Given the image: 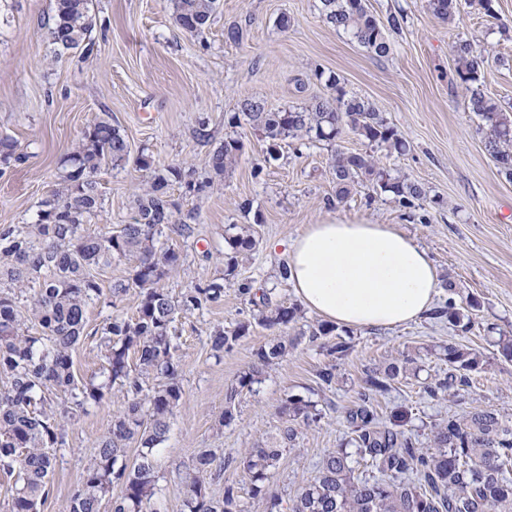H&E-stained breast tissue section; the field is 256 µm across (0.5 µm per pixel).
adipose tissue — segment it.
Here are the masks:
<instances>
[{
  "instance_id": "ef3b65f1",
  "label": "adipose tissue",
  "mask_w": 512,
  "mask_h": 512,
  "mask_svg": "<svg viewBox=\"0 0 512 512\" xmlns=\"http://www.w3.org/2000/svg\"><path fill=\"white\" fill-rule=\"evenodd\" d=\"M288 274L301 303L347 329L404 326L428 314L439 274L395 226L330 219L291 243Z\"/></svg>"
}]
</instances>
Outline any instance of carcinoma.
Instances as JSON below:
<instances>
[{
  "mask_svg": "<svg viewBox=\"0 0 512 512\" xmlns=\"http://www.w3.org/2000/svg\"><path fill=\"white\" fill-rule=\"evenodd\" d=\"M217 2L173 0L174 21L190 33H198L210 24ZM320 3L322 16L336 30L349 34L377 56L388 53V34L400 26L397 17L379 24L366 10L364 0ZM429 8L435 16L449 20L458 10V0H429ZM93 27L90 0H54L47 34L57 48H80ZM455 48V74L469 92L467 108L480 117L486 148L499 171L512 181V120L483 89L480 68L485 57L474 41H459ZM316 77L326 78L336 93L334 98L288 109H272L262 99L247 98L231 121L245 120L269 143L272 152L287 139L333 142L347 129L371 145L399 154L404 151L398 131L369 102L347 96L336 74L326 76L321 71ZM243 148L236 138L224 139L209 155V168L217 175L224 174L238 162ZM129 155L120 128L108 119L96 121L84 130L78 148L64 158L61 187L52 199L42 202L35 223L0 230V281L38 283L35 298L24 310L13 295L0 293V374L8 378V384L0 388V471L17 475L18 483L9 512H40L51 491L52 448L61 437L63 416L101 403L117 381L129 399L94 445V463L72 493L69 512H101L107 496L111 512H157L153 508L154 454L165 440L170 417L182 397L175 323L181 314L222 300L224 282L235 277L240 262L255 247L248 226L226 225L224 277L187 289L179 300L170 296L164 281L181 265V255L159 240L168 231L192 236L195 216L189 213L184 219H175L179 206L168 189L175 183L190 191L205 187L194 182L185 167L176 164L156 169L146 156H140L137 163L150 172V180L136 195L133 222L122 225L116 235L110 231L91 235L82 230L101 205L96 174L104 166L126 164ZM24 160L16 142L1 135L0 164L8 167ZM333 169L340 200L356 186L388 194L404 209H412L426 198L419 183L379 166L371 154L338 151ZM131 256L136 265L130 282L112 288V296L138 288L136 314L111 318L102 337L107 367L100 380L80 381L73 371L72 350L84 335L89 303L101 294L91 269ZM436 316H446L456 324L470 318L451 295ZM302 318L300 306L268 300L254 321L213 332L214 357L219 359L232 350L255 324L288 326ZM31 323L39 328V335L28 334ZM334 331L333 326L317 323L307 325L300 335L314 342ZM287 352L288 342L280 338L258 349L256 361L226 395L222 422L234 420L237 395L244 389L253 390L262 382L265 369ZM131 354L137 358L132 370L128 363ZM436 355L448 363V373L429 387L432 395L468 384L469 374L485 364L480 353L455 342L438 346ZM413 362L405 356L366 376L364 391L345 413L350 440L324 455L315 475L292 500L289 512H512V414L479 406L451 416L434 428L431 448L421 446L407 429L409 410H399L387 421L380 417L373 396L387 392L406 376ZM47 386L69 392L70 406L63 414L48 405ZM280 411L286 426L279 441L284 443L296 439V424L322 418L315 404L296 396L288 397ZM133 443L138 444V454L129 463L127 450ZM281 456L282 449L272 445L249 448L233 459L248 476L253 495L265 501L266 512H282V498L266 486ZM216 464L224 467L214 453L204 451L183 477L188 512H244L234 486H226L218 499L209 493L205 475Z\"/></svg>",
  "mask_w": 512,
  "mask_h": 512,
  "instance_id": "carcinoma-1",
  "label": "carcinoma"
}]
</instances>
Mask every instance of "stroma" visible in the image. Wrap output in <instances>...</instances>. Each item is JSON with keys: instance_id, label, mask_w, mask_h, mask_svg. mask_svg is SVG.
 <instances>
[{"instance_id": "1", "label": "stroma", "mask_w": 512, "mask_h": 512, "mask_svg": "<svg viewBox=\"0 0 512 512\" xmlns=\"http://www.w3.org/2000/svg\"><path fill=\"white\" fill-rule=\"evenodd\" d=\"M365 5L379 21L401 19L386 55L367 51L328 25L319 0H220L210 25L195 34L177 27L171 0H92L91 46L59 55L47 37L53 0H0V135L11 136L26 156L0 170V228L35 222L60 180L62 158L90 124L108 117L125 134L132 159L98 174L102 207L84 225L85 233L131 222L134 198L148 177L135 163L143 154L158 169L194 166L196 181L205 185L198 193L177 184L170 189L181 212L195 215L191 237L165 239L185 258L165 283L172 296L223 275L225 225H251L256 239L225 284L223 300L177 321L183 395L155 452L157 512H184L180 476L201 451L234 457L275 440L285 424L280 406L297 395L317 402L322 417L299 425L270 479L271 490L291 502L322 456L347 439L345 411L366 375L403 353L415 357L417 372L375 395L374 403L384 416L411 408L413 433L422 445H429L435 425L474 406L512 413V361L497 346L500 336H512V181L484 148L481 121L467 109L465 87L455 78L454 51L458 39L480 42L487 57L484 88L512 116V0H493L491 18L462 0L449 22L432 14L427 0ZM231 27L240 30L239 41L227 39ZM319 71L336 73L348 94L369 100L397 129L406 152L389 155L381 149L377 155L382 164L424 183L423 208H400L390 196L364 188L337 200L335 151L367 148L354 133L344 132L333 143L298 146L287 140L272 155L248 124H231L247 98L276 109L332 98L333 90L315 77ZM202 126L209 132L205 141L195 134ZM228 137L242 139L244 152L222 177L211 178L205 160ZM336 216L392 224L413 238L438 269L439 300L453 290L460 299L478 302L471 325L426 317L402 327L341 334L348 351L334 361L336 382L329 387L317 376L329 360L325 349L299 336L295 324L254 327L232 351L215 358L211 333L257 311L239 283L275 302L297 300L292 283L280 276L287 258L270 250V242L290 240L307 225ZM133 267L124 259L94 269L102 293L89 304L85 333L72 350L77 379H89L105 365L101 336L110 319L135 314L137 289L117 298L111 292ZM280 337L295 339V346L253 390L240 392L234 420L221 425L227 391L255 362L257 350ZM451 341L479 351L484 368L456 395L430 397L426 385L448 371L433 350ZM126 401L116 383L101 404L65 419L62 443L54 450L52 491L41 512H68L72 492L93 462L95 442Z\"/></svg>"}]
</instances>
